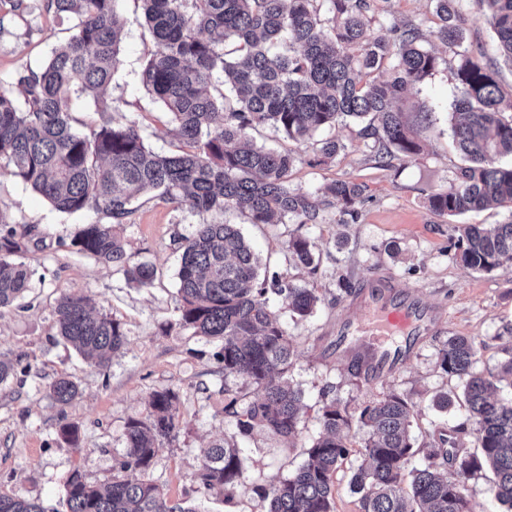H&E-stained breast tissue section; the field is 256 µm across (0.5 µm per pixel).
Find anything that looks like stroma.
<instances>
[{
	"instance_id": "obj_1",
	"label": "stroma",
	"mask_w": 512,
	"mask_h": 512,
	"mask_svg": "<svg viewBox=\"0 0 512 512\" xmlns=\"http://www.w3.org/2000/svg\"><path fill=\"white\" fill-rule=\"evenodd\" d=\"M25 2L27 9L20 13L14 11L13 0H0V79L15 77L24 65L39 68L69 35L68 21L47 13L43 0ZM459 9L466 45L497 56L481 0H460ZM119 13L122 41L109 88L113 116L119 122L136 121L154 151L173 152L179 144L175 125L142 80L155 46L140 0H121ZM407 22L431 36L438 24L432 0H376L369 32L384 34ZM432 47L439 65L416 86L405 109L424 146L415 158L394 160L389 169L376 168L352 124L332 129L342 149L333 162L318 166L310 162V143L288 139L267 126L251 132L257 144L292 152L294 189L315 194L335 180L363 188L357 216L345 224L336 205L325 206L317 224H250L236 212L224 215L225 221L240 226L263 269L313 288L320 298L314 313L305 318L281 301L273 303L282 326L295 339L290 378L303 390L307 404L298 435L288 440L267 432L240 439L233 420L224 416V391L233 389L248 402L254 398L252 389L242 380L225 378L215 358L217 342L176 323L180 254L173 239L190 234L202 223V215L155 198L135 202L121 233L125 249L133 261L149 262L156 269L153 286L138 288L123 272L72 247L78 225L98 221V214L60 213L20 179L0 174V214L28 229L23 259L32 271L26 297L0 308V356L31 367L29 375H16L0 385V493L38 500L47 512H66V477L77 471L89 484L110 483L117 460L126 452L128 421L145 416L150 393L162 388L173 389L179 397V427L147 474L171 500L196 505L200 512H261L258 488L292 474L317 436L323 388L352 409L393 390L408 394L415 405V434L421 440L463 422V408L441 413L433 406L435 394L457 386L439 368L438 350L452 335L475 338L480 344L478 370L496 371L505 357L506 338L512 335V267L491 272L465 268L455 257L452 227L457 222L500 224L512 215V207L457 219L430 209L429 195L447 189L462 163L448 130L458 57L453 47L437 41ZM422 110L430 112V123H417L416 114ZM296 234L316 243V271L291 258L287 243ZM390 276L419 295L441 321L430 335L420 337L394 371L358 383L347 352L336 349V338L342 322L348 321L359 332L346 337V344L368 342L374 316L356 310L348 292ZM70 292L87 296L97 312L124 327L126 344L106 367L90 364L57 334L55 301ZM62 374L79 387L78 396L67 404L56 402L49 389ZM66 427L76 429L77 442L64 438ZM220 440L240 441L246 448L244 480L228 503L203 497L194 481L201 448Z\"/></svg>"
}]
</instances>
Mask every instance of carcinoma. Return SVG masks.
<instances>
[{
    "instance_id": "obj_1",
    "label": "carcinoma",
    "mask_w": 512,
    "mask_h": 512,
    "mask_svg": "<svg viewBox=\"0 0 512 512\" xmlns=\"http://www.w3.org/2000/svg\"><path fill=\"white\" fill-rule=\"evenodd\" d=\"M329 4L331 18L320 15ZM120 0H45L47 12L73 22L72 34L45 65L28 66L15 80L0 79V173L21 179L52 207L67 214L94 211L109 219L83 224L71 239L77 251L122 270L138 288L152 285L156 269L133 263L117 229L145 195L191 210L222 216L233 209L251 224H317L323 202L291 187L295 157L249 140L248 130L271 126L290 139H311L328 127L360 121V135L372 140L376 167H392L401 155L413 158L421 146L404 119L411 91L436 69L419 29L393 26L389 34L366 36L374 0H141L147 30L156 44L143 71V84L177 125L178 151L149 148L134 121L114 122L107 102L121 42ZM439 25L434 37L463 47L459 0H434ZM487 22L504 62L512 65V0H484ZM358 47L359 52L350 53ZM451 136L465 164L453 183L428 197L432 211L456 216L512 205V97L496 78V64L463 47L455 71ZM19 87L23 103L13 97ZM93 98L97 119L89 133L76 131L74 100ZM333 137L312 143L313 162L336 157ZM325 196L355 217L359 185L338 180ZM455 247L462 264L490 272L512 264V217L502 224H458ZM24 234L0 216V308L23 297L31 272L21 260ZM181 251L177 273V323L221 343L217 358L224 379L240 378L253 388L243 403L224 387V416L235 421L243 439L257 431L283 438L298 434L303 391L285 375L293 364L295 341L269 305L274 294L300 317L319 302L314 289L280 276L260 279V262L234 224L203 222L176 239ZM294 262L314 270L316 245L296 234L288 240ZM57 334L96 366L109 364L125 343L121 323L94 314L89 299L66 293L55 308ZM479 346L468 336H450L438 352L448 378L463 383L466 422L438 429L423 443L413 435L411 398L398 392L367 402L357 421L368 433L361 447L347 441L351 415L321 391L320 432L296 472L258 489L266 512H334L333 477L350 467V486L361 512H470L469 480L490 471L496 500L512 512V400L495 397L497 382L512 379V346L497 373L476 371ZM354 377L368 378L381 360L370 348L352 351ZM67 403L78 387L67 377L49 386ZM178 395L152 392L147 415L126 427V454L118 476L103 489L74 472L65 481L67 512H197L170 502L147 477L159 448L175 437ZM474 439L466 448L464 436ZM246 449L213 443L201 450L195 480L204 495L234 499L243 479ZM420 464L410 470L411 458ZM0 512H44L34 500L0 494Z\"/></svg>"
}]
</instances>
